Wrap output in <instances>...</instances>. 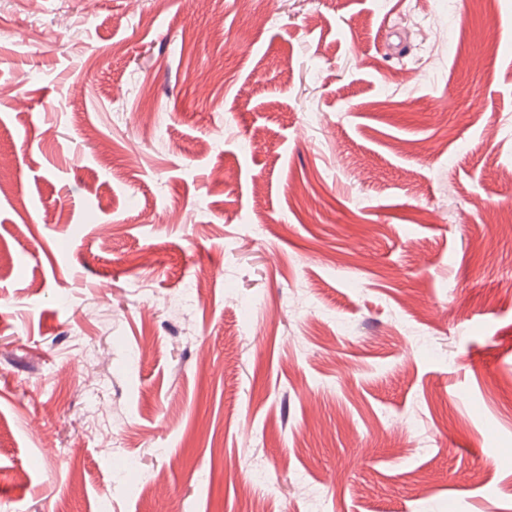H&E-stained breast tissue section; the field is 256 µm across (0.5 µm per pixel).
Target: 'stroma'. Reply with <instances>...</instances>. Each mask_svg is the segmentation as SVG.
Instances as JSON below:
<instances>
[{"instance_id":"stroma-1","label":"stroma","mask_w":512,"mask_h":512,"mask_svg":"<svg viewBox=\"0 0 512 512\" xmlns=\"http://www.w3.org/2000/svg\"><path fill=\"white\" fill-rule=\"evenodd\" d=\"M511 218L512 0H0V512H512Z\"/></svg>"}]
</instances>
